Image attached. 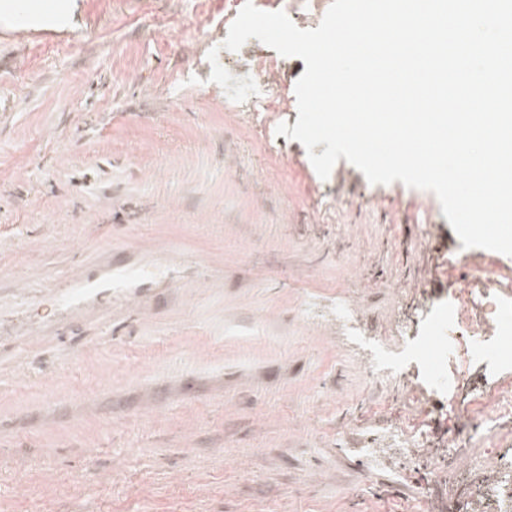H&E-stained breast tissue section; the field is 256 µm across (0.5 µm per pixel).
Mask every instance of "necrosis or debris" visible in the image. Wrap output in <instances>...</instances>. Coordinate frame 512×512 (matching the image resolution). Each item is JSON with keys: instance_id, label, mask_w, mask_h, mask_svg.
Masks as SVG:
<instances>
[{"instance_id": "obj_1", "label": "necrosis or debris", "mask_w": 512, "mask_h": 512, "mask_svg": "<svg viewBox=\"0 0 512 512\" xmlns=\"http://www.w3.org/2000/svg\"><path fill=\"white\" fill-rule=\"evenodd\" d=\"M280 70L278 57L261 53L249 64L250 75L264 89L246 104L255 112H283L286 100L275 90ZM453 330L452 348L459 366L452 386H444L435 366L430 365V346L423 338L418 318L393 321L380 338L383 346L396 350L412 347L413 362L407 365V382L421 388L424 401H416L398 389L391 401L400 409L427 417L431 402L449 397L455 423L448 430L447 456L431 466L429 484L448 483L462 488L467 512H512V376L491 368L481 383H474L472 368L481 352L512 357V275L502 265L477 262L464 266L461 280L449 282L448 299L437 304ZM483 443V481L470 482V469L460 450L474 437Z\"/></svg>"}]
</instances>
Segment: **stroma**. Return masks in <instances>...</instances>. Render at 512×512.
<instances>
[{"label": "stroma", "mask_w": 512, "mask_h": 512, "mask_svg": "<svg viewBox=\"0 0 512 512\" xmlns=\"http://www.w3.org/2000/svg\"><path fill=\"white\" fill-rule=\"evenodd\" d=\"M0 512H405L422 448L355 464L405 357L372 336L467 260L436 196L327 179L210 82L224 0H0ZM364 325L360 340L336 302ZM377 368V383L367 381Z\"/></svg>", "instance_id": "1"}]
</instances>
